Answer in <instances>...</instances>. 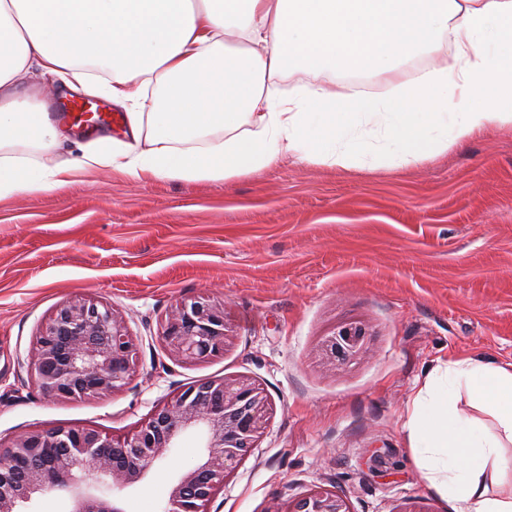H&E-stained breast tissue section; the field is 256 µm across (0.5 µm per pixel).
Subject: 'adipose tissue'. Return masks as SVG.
I'll use <instances>...</instances> for the list:
<instances>
[{"label": "adipose tissue", "mask_w": 512, "mask_h": 512, "mask_svg": "<svg viewBox=\"0 0 512 512\" xmlns=\"http://www.w3.org/2000/svg\"><path fill=\"white\" fill-rule=\"evenodd\" d=\"M446 52L402 81L398 65ZM290 68L317 75L282 93ZM126 111L129 140L71 145L24 82ZM383 80L351 92L343 73ZM512 126V0H0V199L111 168L142 183L222 182L298 157L345 169L420 162ZM493 425L458 406L460 391ZM426 481L455 512H512V364L451 360L409 421Z\"/></svg>", "instance_id": "obj_1"}]
</instances>
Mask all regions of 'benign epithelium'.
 I'll use <instances>...</instances> for the list:
<instances>
[{
  "mask_svg": "<svg viewBox=\"0 0 512 512\" xmlns=\"http://www.w3.org/2000/svg\"><path fill=\"white\" fill-rule=\"evenodd\" d=\"M365 328H341L322 344L334 367L359 356ZM224 306L209 298L177 305L162 326L161 340L182 362L224 353L229 340ZM136 344L115 311L92 298L60 303L35 336L32 387L57 400L98 397L121 389L135 369ZM270 402L246 375L214 377L189 385L158 403L136 430L111 435L91 426L42 427L0 443V465L12 470L0 486V512L48 492H61L66 512H122L110 491L143 481L154 462L197 435L203 452L172 483L165 512H208L224 481L255 447ZM288 512H350L336 492L317 488Z\"/></svg>",
  "mask_w": 512,
  "mask_h": 512,
  "instance_id": "7a95c632",
  "label": "benign epithelium"
}]
</instances>
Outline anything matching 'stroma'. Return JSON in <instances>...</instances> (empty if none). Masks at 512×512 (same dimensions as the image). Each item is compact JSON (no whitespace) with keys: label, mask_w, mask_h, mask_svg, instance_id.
<instances>
[{"label":"stroma","mask_w":512,"mask_h":512,"mask_svg":"<svg viewBox=\"0 0 512 512\" xmlns=\"http://www.w3.org/2000/svg\"><path fill=\"white\" fill-rule=\"evenodd\" d=\"M89 297L137 346L128 383L98 398L33 389V339L55 307ZM224 306L223 355L182 363L161 325L177 304ZM363 326L337 367L321 345ZM512 363V127L430 159L344 169L294 157L221 183L143 184L94 172L53 194L0 201V437L54 425L123 434L180 389L246 375L271 402L255 448L209 512H286L312 489L351 512H453L414 460L406 422L451 358ZM195 438L116 491L163 512Z\"/></svg>","instance_id":"35a3bbf8"}]
</instances>
